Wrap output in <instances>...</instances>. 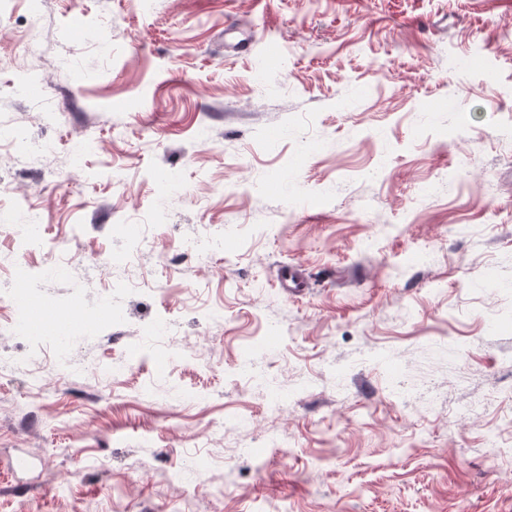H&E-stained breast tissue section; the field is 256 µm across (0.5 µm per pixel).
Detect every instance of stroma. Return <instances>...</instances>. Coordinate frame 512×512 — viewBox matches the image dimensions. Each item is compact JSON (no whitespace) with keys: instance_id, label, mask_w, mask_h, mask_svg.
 I'll use <instances>...</instances> for the list:
<instances>
[{"instance_id":"35a3bbf8","label":"stroma","mask_w":512,"mask_h":512,"mask_svg":"<svg viewBox=\"0 0 512 512\" xmlns=\"http://www.w3.org/2000/svg\"><path fill=\"white\" fill-rule=\"evenodd\" d=\"M41 16L0 10V133L43 148L0 155V327L25 266L83 371L32 392L0 336V512H512V0Z\"/></svg>"}]
</instances>
